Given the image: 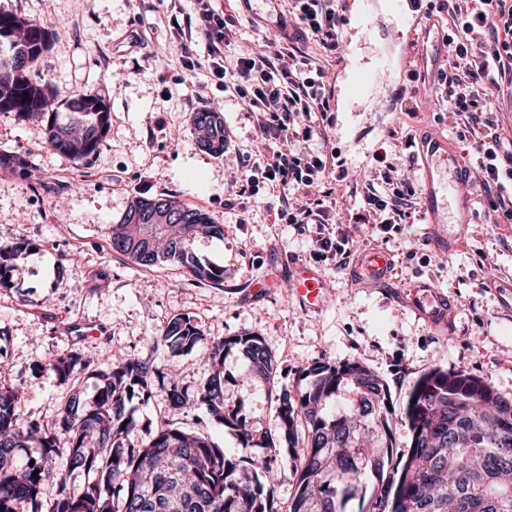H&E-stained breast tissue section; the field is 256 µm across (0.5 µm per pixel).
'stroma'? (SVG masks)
<instances>
[{
  "label": "stroma",
  "mask_w": 512,
  "mask_h": 512,
  "mask_svg": "<svg viewBox=\"0 0 512 512\" xmlns=\"http://www.w3.org/2000/svg\"><path fill=\"white\" fill-rule=\"evenodd\" d=\"M214 6L232 17L227 58L274 41L239 0H215ZM0 11L48 24L50 46L33 69L49 79L56 105L80 92L103 97L112 112L107 136L86 162L45 149L42 124L0 112V243L24 238L36 245L19 260L12 287L0 289V386L23 388L21 416L49 426L73 393L94 402V370L131 355L161 369L175 365L183 383L196 387L211 372L212 339L241 332L262 336L278 361L279 385L293 391L303 369L330 359L376 370L389 382L398 412L414 382L437 367L467 371L512 397V224L490 223V200L472 187L473 222L456 249L436 250L425 241L419 206L389 234L364 207L368 189L384 187L376 154L417 180L411 141L420 132L447 137L462 163L475 167L469 142L457 138L462 119L447 110L437 84L421 81L412 69L386 76L384 87L366 92L361 105L331 98L329 143L297 145L306 156L336 155L329 177L306 193L324 199L326 221L301 229L274 219L281 197L293 196L291 188L229 198L227 189L244 165L259 159L260 133L240 99L225 95L223 81L202 68L205 40L195 38L190 55H183L174 33L199 30L193 0H183L177 13L166 0H0ZM372 23L374 41L341 44L335 58L311 39L291 41L288 49L325 66L338 91L351 67L372 65L382 51L403 50L407 36L389 16L375 15ZM191 60L198 69H188ZM399 82L407 105L393 112L390 88ZM203 110L224 120L223 154L198 143L192 118ZM158 195L201 208L223 224V239L194 246L201 258L223 267V283L198 284L182 268H143L113 252L109 225L121 220L134 198ZM344 237L348 254L323 246ZM370 249L393 261L390 275L374 284L356 271ZM295 261L325 278L322 307L289 294ZM273 274L277 285L257 290ZM419 280L451 305L447 324L416 314L411 293ZM178 315L193 317L205 338L174 357L153 339ZM69 349L90 360L91 370L66 381L32 377V364ZM224 378L225 400L245 401L249 420L276 433L279 420L268 391L247 380L239 353L225 355Z\"/></svg>",
  "instance_id": "35a3bbf8"
}]
</instances>
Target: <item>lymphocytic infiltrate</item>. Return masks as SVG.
Wrapping results in <instances>:
<instances>
[{
  "label": "lymphocytic infiltrate",
  "mask_w": 512,
  "mask_h": 512,
  "mask_svg": "<svg viewBox=\"0 0 512 512\" xmlns=\"http://www.w3.org/2000/svg\"><path fill=\"white\" fill-rule=\"evenodd\" d=\"M299 37L313 38L328 56L339 48L342 17L336 0H292ZM203 19L208 68L224 82V88L252 112L260 132L261 164L245 170L228 189L240 198L256 196L261 188L293 186L300 191L325 179V158L300 157L296 140L310 141L318 128L310 123L314 112H327L329 91L323 66L303 55L285 56L271 49L263 54L237 57L227 62L229 18L216 10L212 0H195ZM452 20L446 41L453 48L447 69L438 73L450 111L463 115L484 132L471 145L482 170V185L492 201V210L504 223H512V149L507 148L487 92L512 84V0H442ZM394 166L382 174L385 190H368L367 211L380 217L383 228L402 222L415 197L407 176H395Z\"/></svg>",
  "instance_id": "lymphocytic-infiltrate-1"
}]
</instances>
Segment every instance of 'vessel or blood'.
<instances>
[{
  "label": "vessel or blood",
  "instance_id": "1",
  "mask_svg": "<svg viewBox=\"0 0 512 512\" xmlns=\"http://www.w3.org/2000/svg\"><path fill=\"white\" fill-rule=\"evenodd\" d=\"M391 8L400 21L409 26L412 35L426 41L443 40V32L435 28L422 0H391ZM400 64V58L383 55L376 69H353L351 83L342 88L343 99H356L363 88L376 83L378 72L397 69ZM415 156L422 186L420 206L428 232L435 245L453 244L454 239L446 230L448 220L469 224L474 219L468 169L450 152L447 139L431 133L419 135ZM390 266V256L380 251L365 253L358 261L360 275L372 280L385 279ZM289 274L292 291L299 300L313 306L323 302L326 284L315 269L297 263L290 267ZM412 306L427 319L439 317L446 311L443 298L424 282L417 283Z\"/></svg>",
  "mask_w": 512,
  "mask_h": 512
}]
</instances>
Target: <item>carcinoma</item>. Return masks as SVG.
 Returning a JSON list of instances; mask_svg holds the SVG:
<instances>
[{"label":"carcinoma","instance_id":"cac0c4a2","mask_svg":"<svg viewBox=\"0 0 512 512\" xmlns=\"http://www.w3.org/2000/svg\"><path fill=\"white\" fill-rule=\"evenodd\" d=\"M0 112L44 125V146L83 161L93 156L110 128L111 108L101 97L82 93L55 111L49 85L31 78V66L49 46L43 24L0 12ZM193 123L202 147L224 152V123L214 112H196ZM137 197L117 224L108 227L112 250L143 267L173 263L197 283H224V268L201 260L194 243L224 237L204 210L169 200L180 216L158 224L152 243L130 223L131 208L149 207ZM34 248L20 239L0 244V288L11 287L16 261ZM204 337L189 316L171 319L154 338L171 355L190 352ZM237 350L248 377L268 388L279 431L258 430L247 418L246 402L224 399V354ZM212 369L195 389L177 371L162 372L130 355L106 370L97 400L86 405L74 393L48 429L16 411L23 391L0 387V512H282L279 484L295 486L288 512H512V399L463 370L432 369L408 395L404 417L411 433L401 447L393 435L394 407L388 382L356 360L318 362L302 371L305 387L292 394L277 389L278 365L261 336L221 337L211 346ZM89 369L72 350L34 376L68 379ZM175 412L200 406L210 422L235 432L243 448L261 456L229 453L207 437L167 419L148 438L128 409L135 392H153V379ZM347 388L352 407L328 408ZM416 401H411V398ZM56 496L42 510L44 485Z\"/></svg>","mask_w":512,"mask_h":512}]
</instances>
